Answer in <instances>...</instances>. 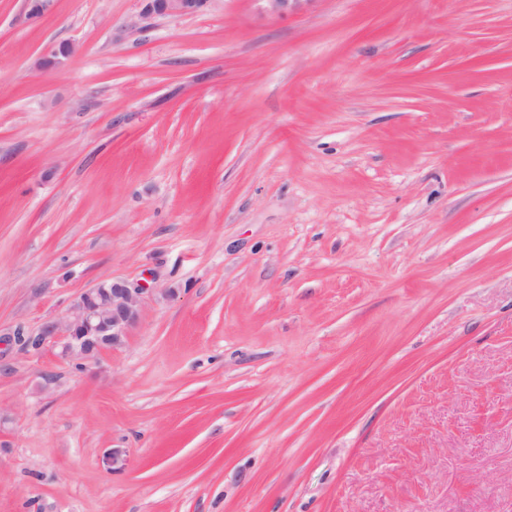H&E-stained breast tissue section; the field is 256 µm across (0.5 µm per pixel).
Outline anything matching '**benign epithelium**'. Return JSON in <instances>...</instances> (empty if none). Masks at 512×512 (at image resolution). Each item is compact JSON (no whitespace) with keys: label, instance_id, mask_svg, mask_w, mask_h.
<instances>
[{"label":"benign epithelium","instance_id":"1","mask_svg":"<svg viewBox=\"0 0 512 512\" xmlns=\"http://www.w3.org/2000/svg\"><path fill=\"white\" fill-rule=\"evenodd\" d=\"M140 18L194 15L201 12L209 0H141ZM267 11L285 15L305 9L315 0H265ZM76 53L71 42H60L42 55L37 67L53 70ZM153 289L144 281L130 284L124 280H104L82 292L58 320L44 322L36 331V346L47 344L61 348V355L83 368L96 362L102 353L120 345L138 323L147 295Z\"/></svg>","mask_w":512,"mask_h":512}]
</instances>
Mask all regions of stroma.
<instances>
[{"label":"stroma","instance_id":"stroma-1","mask_svg":"<svg viewBox=\"0 0 512 512\" xmlns=\"http://www.w3.org/2000/svg\"><path fill=\"white\" fill-rule=\"evenodd\" d=\"M141 8L0 0V512H512V0ZM210 0H141L140 19L194 15L201 12ZM75 53L76 47L73 43L60 42L39 58L37 67L42 71L53 70L64 64ZM148 281L130 284L124 280H104L82 292L58 320L44 322L31 336L36 347L59 346L61 355L83 368L96 362L102 353L119 346L138 323L147 295Z\"/></svg>","mask_w":512,"mask_h":512}]
</instances>
